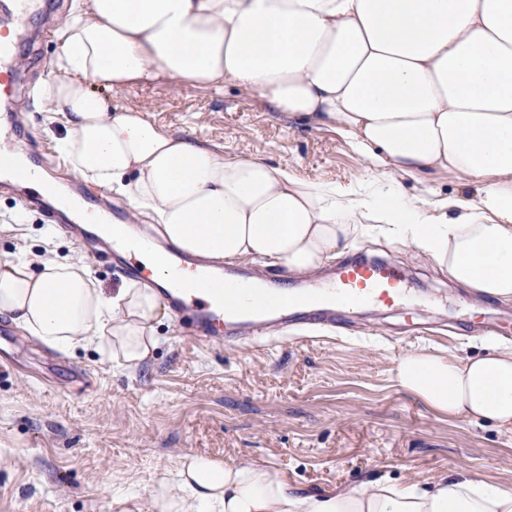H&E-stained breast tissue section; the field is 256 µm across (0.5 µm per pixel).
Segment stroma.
<instances>
[{
  "label": "stroma",
  "instance_id": "stroma-1",
  "mask_svg": "<svg viewBox=\"0 0 512 512\" xmlns=\"http://www.w3.org/2000/svg\"><path fill=\"white\" fill-rule=\"evenodd\" d=\"M56 15L31 18L37 37L16 45L23 77L15 137L71 197L77 176L55 148L36 87L56 54ZM105 99L144 107L159 124L225 152L289 162L304 177L349 182L360 157L331 127H288L260 100L228 85L137 84ZM53 252L87 264L105 290L123 275L90 247L27 207L22 188H0V257ZM387 258L413 279L410 310L347 313L334 337L274 348L244 344L201 349L173 318L156 324L158 345L138 369L102 361L93 348L65 355L18 327L0 335V512H150L153 484L181 455L260 463L296 493L328 494L376 480L424 482L480 471L512 486V430L448 419L391 382L397 358L414 349L484 356L494 338L465 324L476 313L512 325V301L482 300L410 245L372 234L341 249Z\"/></svg>",
  "mask_w": 512,
  "mask_h": 512
}]
</instances>
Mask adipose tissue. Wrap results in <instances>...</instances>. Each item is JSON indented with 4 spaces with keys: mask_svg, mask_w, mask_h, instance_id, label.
<instances>
[{
    "mask_svg": "<svg viewBox=\"0 0 512 512\" xmlns=\"http://www.w3.org/2000/svg\"><path fill=\"white\" fill-rule=\"evenodd\" d=\"M40 98L64 119L72 171L121 195L206 265L269 260L318 272L370 232L411 245L480 298L512 300V0H74ZM160 80L232 83L289 121L332 126L361 156L347 184L288 163L225 154L114 107L98 89ZM473 188L412 196L404 178ZM105 292L74 259L0 260V314L62 352L94 345L133 370L158 344L167 263ZM451 418L512 428V347L481 357L424 349L391 371ZM151 512H512V488L479 472L289 492L259 463L184 454Z\"/></svg>",
    "mask_w": 512,
    "mask_h": 512,
    "instance_id": "1",
    "label": "adipose tissue"
}]
</instances>
